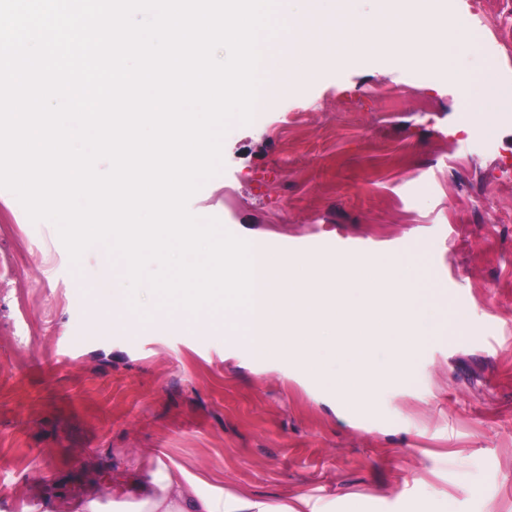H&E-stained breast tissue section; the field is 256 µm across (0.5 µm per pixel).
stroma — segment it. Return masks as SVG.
<instances>
[{
  "label": "stroma",
  "mask_w": 512,
  "mask_h": 512,
  "mask_svg": "<svg viewBox=\"0 0 512 512\" xmlns=\"http://www.w3.org/2000/svg\"><path fill=\"white\" fill-rule=\"evenodd\" d=\"M512 87V0H448ZM191 198L201 219L291 255L402 257L444 328L375 410L347 416L287 362L218 334L105 329L98 251L0 189V512L45 496L113 512L126 472L175 460L316 512H512V112L479 120L452 79L328 62L247 124Z\"/></svg>",
  "instance_id": "obj_1"
}]
</instances>
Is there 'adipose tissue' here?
<instances>
[{"label": "adipose tissue", "mask_w": 512, "mask_h": 512, "mask_svg": "<svg viewBox=\"0 0 512 512\" xmlns=\"http://www.w3.org/2000/svg\"><path fill=\"white\" fill-rule=\"evenodd\" d=\"M200 484V477L191 475L184 465L161 461L148 476L128 478L123 490L134 512H307L308 501L303 497L296 506L274 507L221 488L203 494Z\"/></svg>", "instance_id": "adipose-tissue-1"}]
</instances>
